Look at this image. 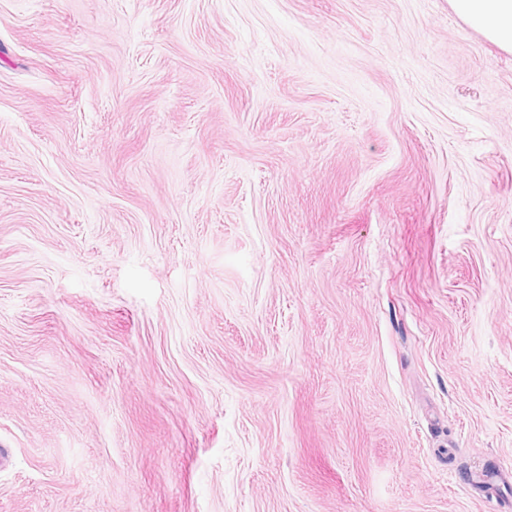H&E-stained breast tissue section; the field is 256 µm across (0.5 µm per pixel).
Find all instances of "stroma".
I'll return each mask as SVG.
<instances>
[{
    "label": "stroma",
    "mask_w": 512,
    "mask_h": 512,
    "mask_svg": "<svg viewBox=\"0 0 512 512\" xmlns=\"http://www.w3.org/2000/svg\"><path fill=\"white\" fill-rule=\"evenodd\" d=\"M0 448V512H512V54L0 0Z\"/></svg>",
    "instance_id": "35a3bbf8"
}]
</instances>
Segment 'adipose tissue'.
<instances>
[{"instance_id": "adipose-tissue-1", "label": "adipose tissue", "mask_w": 512, "mask_h": 512, "mask_svg": "<svg viewBox=\"0 0 512 512\" xmlns=\"http://www.w3.org/2000/svg\"><path fill=\"white\" fill-rule=\"evenodd\" d=\"M452 9L501 50L512 52V0H449Z\"/></svg>"}]
</instances>
